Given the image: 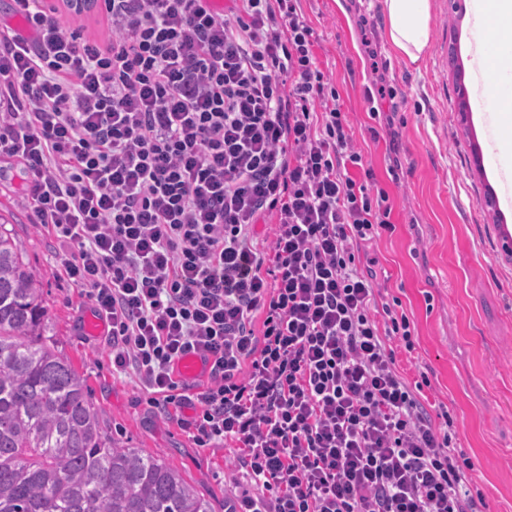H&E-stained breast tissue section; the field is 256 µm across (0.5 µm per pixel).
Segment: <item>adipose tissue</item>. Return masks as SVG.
Returning <instances> with one entry per match:
<instances>
[{
    "mask_svg": "<svg viewBox=\"0 0 512 512\" xmlns=\"http://www.w3.org/2000/svg\"><path fill=\"white\" fill-rule=\"evenodd\" d=\"M391 48L411 63H418L430 45V0H382Z\"/></svg>",
    "mask_w": 512,
    "mask_h": 512,
    "instance_id": "1",
    "label": "adipose tissue"
}]
</instances>
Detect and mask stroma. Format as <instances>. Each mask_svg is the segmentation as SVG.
Returning a JSON list of instances; mask_svg holds the SVG:
<instances>
[{
	"instance_id": "1",
	"label": "stroma",
	"mask_w": 512,
	"mask_h": 512,
	"mask_svg": "<svg viewBox=\"0 0 512 512\" xmlns=\"http://www.w3.org/2000/svg\"><path fill=\"white\" fill-rule=\"evenodd\" d=\"M475 3L431 0V41L416 64L388 43L381 0H300V9L316 32L317 63L340 95L363 164L393 203L395 231L368 243L360 261L377 260L388 276L385 299H399L415 324L416 350H397L398 369L411 382L427 374L425 398L453 417V444L475 464L469 478L485 502L482 512H512V257L502 247L512 235V205L485 204L487 194L503 191L497 168L504 158L477 161L491 151L495 116L476 97ZM380 74L397 92L391 127L370 115ZM395 160L394 182L388 169ZM21 183L18 168L0 165V221L40 275L50 334L84 378L106 431L177 468L214 512H224L234 449L196 447L175 414L148 404L136 374L113 371L107 336L87 330L91 304L61 274L58 245L34 224Z\"/></svg>"
}]
</instances>
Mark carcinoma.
Listing matches in <instances>:
<instances>
[{"mask_svg": "<svg viewBox=\"0 0 512 512\" xmlns=\"http://www.w3.org/2000/svg\"><path fill=\"white\" fill-rule=\"evenodd\" d=\"M43 283L0 224V512H213L179 471L104 429L51 337Z\"/></svg>", "mask_w": 512, "mask_h": 512, "instance_id": "cac0c4a2", "label": "carcinoma"}]
</instances>
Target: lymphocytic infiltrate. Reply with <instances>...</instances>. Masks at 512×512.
Masks as SVG:
<instances>
[{"label":"lymphocytic infiltrate","mask_w":512,"mask_h":512,"mask_svg":"<svg viewBox=\"0 0 512 512\" xmlns=\"http://www.w3.org/2000/svg\"><path fill=\"white\" fill-rule=\"evenodd\" d=\"M104 2L101 40L12 0L0 157L113 369L197 447L234 444L227 512H477L451 416L396 368L389 342L413 352L415 325L359 267L393 208L350 174L363 157L299 0Z\"/></svg>","instance_id":"f902f5d3"}]
</instances>
